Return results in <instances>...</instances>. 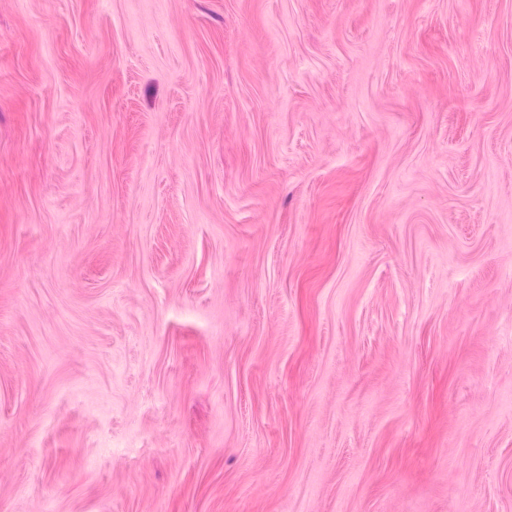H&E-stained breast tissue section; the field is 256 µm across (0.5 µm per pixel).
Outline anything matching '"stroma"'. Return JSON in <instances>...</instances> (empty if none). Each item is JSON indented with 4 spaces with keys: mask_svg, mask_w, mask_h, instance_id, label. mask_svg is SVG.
I'll return each instance as SVG.
<instances>
[{
    "mask_svg": "<svg viewBox=\"0 0 512 512\" xmlns=\"http://www.w3.org/2000/svg\"><path fill=\"white\" fill-rule=\"evenodd\" d=\"M0 512H512V0H0Z\"/></svg>",
    "mask_w": 512,
    "mask_h": 512,
    "instance_id": "stroma-1",
    "label": "stroma"
}]
</instances>
